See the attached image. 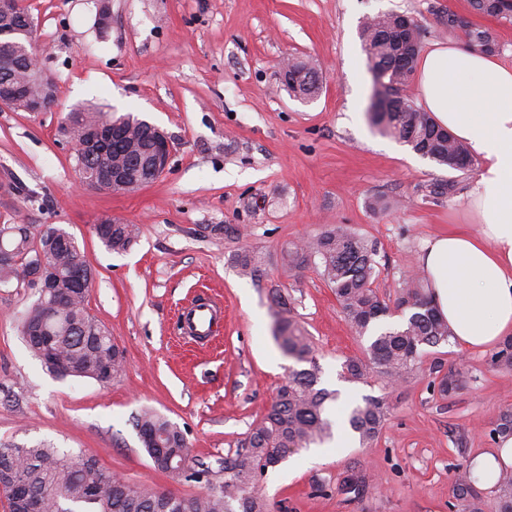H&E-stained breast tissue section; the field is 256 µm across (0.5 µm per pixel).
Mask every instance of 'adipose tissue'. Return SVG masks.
<instances>
[{"mask_svg": "<svg viewBox=\"0 0 512 512\" xmlns=\"http://www.w3.org/2000/svg\"><path fill=\"white\" fill-rule=\"evenodd\" d=\"M417 68L424 109L480 160L468 195L477 232L433 237L420 265L453 339L486 347L512 334V66L437 43Z\"/></svg>", "mask_w": 512, "mask_h": 512, "instance_id": "adipose-tissue-1", "label": "adipose tissue"}]
</instances>
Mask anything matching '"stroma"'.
Returning <instances> with one entry per match:
<instances>
[{
    "label": "stroma",
    "mask_w": 512,
    "mask_h": 512,
    "mask_svg": "<svg viewBox=\"0 0 512 512\" xmlns=\"http://www.w3.org/2000/svg\"><path fill=\"white\" fill-rule=\"evenodd\" d=\"M434 3L492 29L498 58L512 63V21L474 13L470 0H110L104 30L99 0H27L57 96L47 112L0 108V224H52L74 237L95 274L86 307L124 361L108 385L55 376L20 334L30 289L0 288V444L81 450L129 483L185 497L223 485L225 459L296 367L273 337L276 289L313 342L322 387L350 403L384 397L390 414L370 447L351 436L268 470L258 491L273 512H451L456 476L497 446L491 430L512 410V370L495 364V348L450 340L427 348L397 386L340 380L345 358L363 356L370 339L351 330L315 265L292 269L282 258L284 247L349 225L378 247L374 286L391 307L378 325L393 328L407 318L396 302L426 240L470 229L472 172L437 166L367 114L373 77L361 25L397 12L418 21L423 48L451 42ZM287 59L316 71L314 98L284 86ZM77 105L165 130L172 153L163 175L133 191L81 186L62 130ZM451 177L459 193L424 197L432 179ZM10 180L17 191L4 190ZM107 218L138 226L127 251L95 235ZM244 249L262 256L261 279L240 274ZM202 295L223 304L224 327L197 344L177 318ZM445 374L462 382L450 397L437 386ZM144 408L182 430L192 477L154 466L132 424ZM354 471L367 487L343 494Z\"/></svg>",
    "instance_id": "stroma-1"
}]
</instances>
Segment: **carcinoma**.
<instances>
[{"label":"carcinoma","mask_w":512,"mask_h":512,"mask_svg":"<svg viewBox=\"0 0 512 512\" xmlns=\"http://www.w3.org/2000/svg\"><path fill=\"white\" fill-rule=\"evenodd\" d=\"M480 14L497 19H512V9L503 11L495 0H471ZM431 14L450 33L463 34L468 45L486 52L498 50L494 33L473 25L465 17L433 6ZM420 36V26L404 25L401 14H378L365 21L360 38L368 69L385 89L384 98L368 112L371 124L383 133L410 146L412 150L456 171L473 165L467 145L447 129L437 125L406 94L415 67V55L402 54L406 42ZM315 72L303 61L288 63L283 82L296 96L318 93ZM124 145L111 151L112 160L127 162L133 154L147 148L145 123L131 113L125 115ZM112 119L94 106H79L69 112L63 131L74 137L96 134L104 122ZM457 182L435 179L424 186V197L453 196ZM106 232L103 243L112 251L127 250L138 237L134 224L99 223ZM8 229L13 239L16 262L0 264V286L18 278V271L28 268L39 253L52 255L61 278L87 265L76 242L51 244L46 232L35 235L24 224H0V232ZM376 245L345 225H335L312 238L305 245L285 251L288 265L300 268L317 259V269L333 289L336 300L354 332L363 336L389 314L387 303L372 284L377 276ZM241 272L252 278L263 275L261 263L251 251L237 253ZM93 283L88 282L76 293L72 306L59 308L51 296L32 304L23 320L22 334L30 350L41 355L42 342L29 334L38 325L43 335L55 337L54 360L73 370V376L97 379L104 369L117 376L123 364V352L112 342L105 328L91 316L85 306ZM278 307L275 338L282 352L298 363L288 380L279 387L263 417L240 441L242 451L224 463V488L213 489L196 497L192 512H269L259 494L257 476L278 464L288 451H298L329 440L334 422L330 404L339 392L320 386V367L312 340L293 319L292 309L279 293L273 294ZM397 307L409 312L400 328H387L372 336L365 357H348L343 363L344 380L360 382L369 376L389 385L405 379L420 368L422 348L435 347L448 341L451 332L438 314L424 281L417 275L408 277L398 298ZM389 408L382 397H364L350 406L346 419L349 429L361 447L371 445L386 425ZM133 426L141 437L148 455L164 449V456L179 461L191 453L183 432L166 417L146 409L133 417ZM9 478L24 484L40 495L44 512H184L182 502L166 497L159 490L137 487L117 479L99 464L87 465L81 455L65 453L45 443L19 448L0 446V480ZM497 512H512V472L501 470L491 490ZM455 512H482L483 493L476 487L470 472L458 476L452 486Z\"/></svg>","instance_id":"obj_1"}]
</instances>
